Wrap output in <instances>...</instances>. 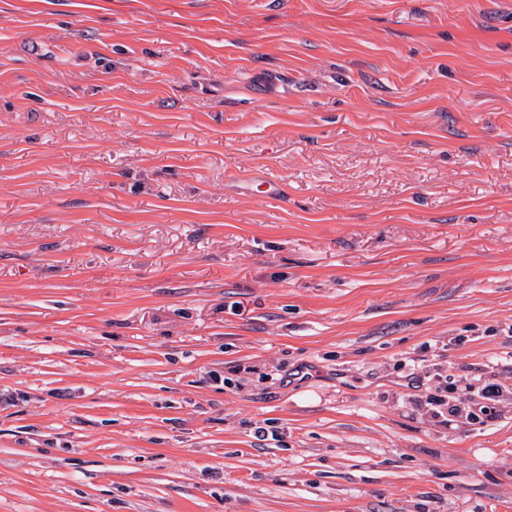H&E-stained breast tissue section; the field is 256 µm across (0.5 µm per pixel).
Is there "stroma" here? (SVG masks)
Segmentation results:
<instances>
[{"instance_id": "1", "label": "stroma", "mask_w": 512, "mask_h": 512, "mask_svg": "<svg viewBox=\"0 0 512 512\" xmlns=\"http://www.w3.org/2000/svg\"><path fill=\"white\" fill-rule=\"evenodd\" d=\"M511 328L512 0H0V512H512ZM468 371L470 374L461 376V378L467 380L470 377L472 380L480 383L482 387L480 393L478 394L482 399L495 401L496 398L502 395L503 390L501 385L494 382L491 378V375L488 376L487 372L483 368L471 367L468 369Z\"/></svg>"}]
</instances>
